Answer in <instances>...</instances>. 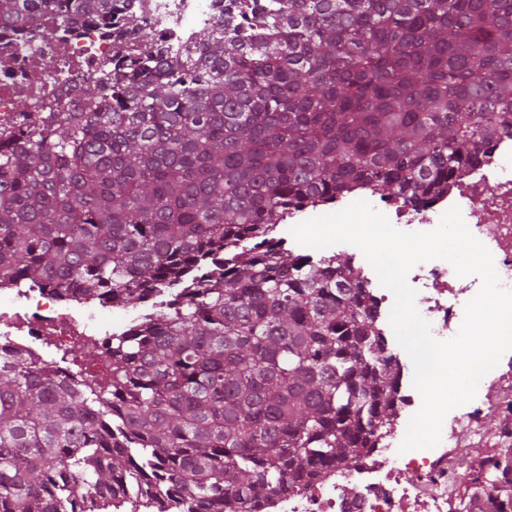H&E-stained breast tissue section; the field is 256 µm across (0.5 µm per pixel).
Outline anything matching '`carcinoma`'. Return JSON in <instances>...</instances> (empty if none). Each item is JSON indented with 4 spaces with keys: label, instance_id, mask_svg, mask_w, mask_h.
Wrapping results in <instances>:
<instances>
[{
    "label": "carcinoma",
    "instance_id": "carcinoma-1",
    "mask_svg": "<svg viewBox=\"0 0 512 512\" xmlns=\"http://www.w3.org/2000/svg\"><path fill=\"white\" fill-rule=\"evenodd\" d=\"M132 0H0L113 40L69 112L0 129V279L161 308L112 382L0 360V512H255L398 413L366 282L272 236L361 186L422 207L512 129V0H222L181 55Z\"/></svg>",
    "mask_w": 512,
    "mask_h": 512
}]
</instances>
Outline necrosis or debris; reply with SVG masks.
<instances>
[{
  "instance_id": "4bbe7bcc",
  "label": "necrosis or debris",
  "mask_w": 512,
  "mask_h": 512,
  "mask_svg": "<svg viewBox=\"0 0 512 512\" xmlns=\"http://www.w3.org/2000/svg\"><path fill=\"white\" fill-rule=\"evenodd\" d=\"M146 19V33L165 42L175 53L212 29L220 16L218 0H133ZM114 46L91 27L60 40L55 26L46 25L31 43L21 44L12 31L0 26V124L15 117L16 99L25 96L35 112H65L88 82L101 77L110 65ZM52 58L55 70L42 67ZM368 203L403 232H430L442 215L459 207L471 234L491 252L500 284L512 291V133L503 134L479 165L462 171L447 189L417 209L400 200L368 196ZM417 292L416 307L430 323L435 339L446 341L459 331L465 306L480 290L479 276H458L443 260L415 265L407 275ZM98 304L78 297H60L46 288H21L0 282V358L15 354L37 360L42 349H55L63 362L59 374L75 380L107 383L112 366L88 350L90 336L99 331ZM504 375L487 373L464 415H450L442 424L441 442L456 437L460 419L483 418L490 388L504 383ZM422 403L415 387H407L396 418L383 430L374 450L354 469L329 468L313 484L266 500L258 512H447L448 489L436 470L437 449L400 452L408 422ZM427 478L432 492L423 496L403 475ZM353 493H346V486Z\"/></svg>"
}]
</instances>
